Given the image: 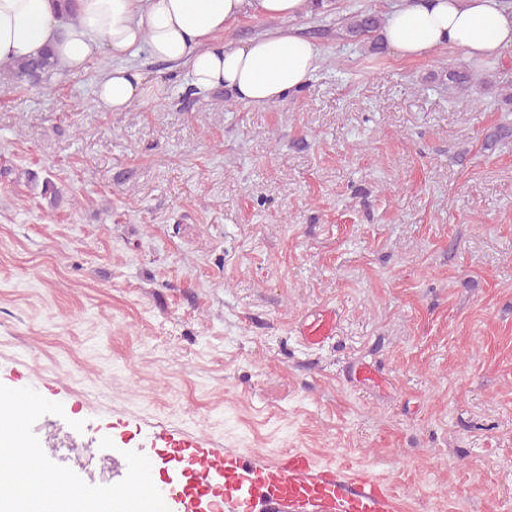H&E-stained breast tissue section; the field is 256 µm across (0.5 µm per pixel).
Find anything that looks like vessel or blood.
I'll return each mask as SVG.
<instances>
[{"label": "vessel or blood", "mask_w": 512, "mask_h": 512, "mask_svg": "<svg viewBox=\"0 0 512 512\" xmlns=\"http://www.w3.org/2000/svg\"><path fill=\"white\" fill-rule=\"evenodd\" d=\"M336 314L322 311L299 325L302 344L318 349L334 336ZM183 463L197 487L216 488L209 512H283L313 506L316 512H398L399 503L382 484L363 473L318 466L304 451H286L271 461L234 453H197Z\"/></svg>", "instance_id": "obj_1"}]
</instances>
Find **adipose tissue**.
<instances>
[{
  "instance_id": "obj_1",
  "label": "adipose tissue",
  "mask_w": 512,
  "mask_h": 512,
  "mask_svg": "<svg viewBox=\"0 0 512 512\" xmlns=\"http://www.w3.org/2000/svg\"><path fill=\"white\" fill-rule=\"evenodd\" d=\"M309 8V0H80L77 23L65 25L50 0H0V66L49 46L64 69L77 73L108 54L118 63L102 72L93 108L125 112L162 92L159 82L122 62L144 52L185 66L197 91L223 89L264 107L305 87L319 66V47L282 25ZM247 13L274 21V28L225 45L223 34ZM383 36L405 58L446 48L491 58L512 47V13L499 0H405L389 14Z\"/></svg>"
}]
</instances>
